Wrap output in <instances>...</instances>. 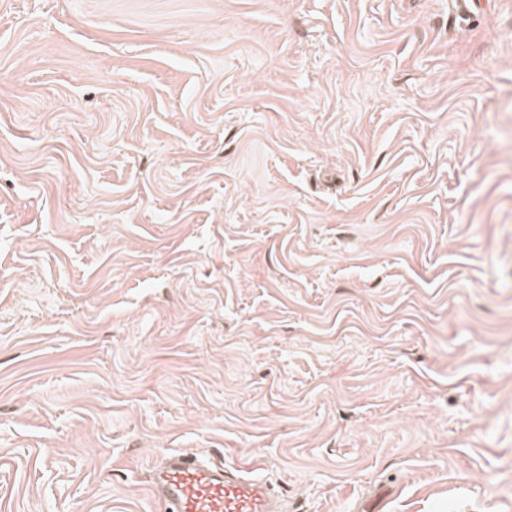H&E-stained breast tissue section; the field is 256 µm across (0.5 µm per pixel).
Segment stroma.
I'll use <instances>...</instances> for the list:
<instances>
[{
  "label": "stroma",
  "mask_w": 512,
  "mask_h": 512,
  "mask_svg": "<svg viewBox=\"0 0 512 512\" xmlns=\"http://www.w3.org/2000/svg\"><path fill=\"white\" fill-rule=\"evenodd\" d=\"M512 512V0H0V512ZM257 471L176 452L152 470L150 489L165 512H280L279 497Z\"/></svg>",
  "instance_id": "35a3bbf8"
}]
</instances>
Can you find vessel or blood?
<instances>
[{"mask_svg": "<svg viewBox=\"0 0 512 512\" xmlns=\"http://www.w3.org/2000/svg\"><path fill=\"white\" fill-rule=\"evenodd\" d=\"M150 489L164 512H281L267 478L250 464H218L176 452L150 474Z\"/></svg>", "mask_w": 512, "mask_h": 512, "instance_id": "obj_1", "label": "vessel or blood"}]
</instances>
